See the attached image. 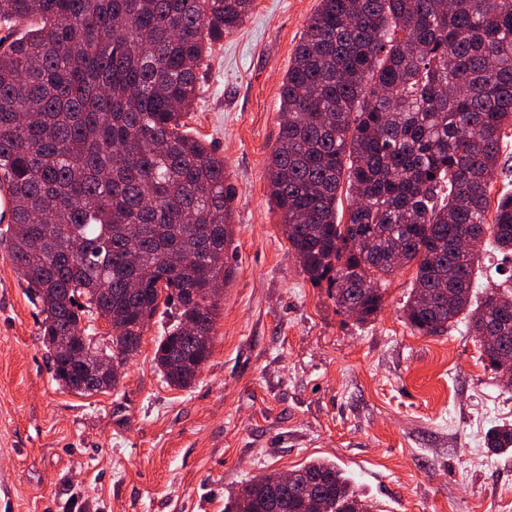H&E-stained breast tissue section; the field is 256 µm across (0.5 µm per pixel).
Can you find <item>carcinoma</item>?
I'll return each instance as SVG.
<instances>
[{
	"mask_svg": "<svg viewBox=\"0 0 512 512\" xmlns=\"http://www.w3.org/2000/svg\"><path fill=\"white\" fill-rule=\"evenodd\" d=\"M254 2L0 0V236L44 315L59 385L76 383L72 352L93 349L75 328L93 315L112 327L97 355L124 366L160 307L175 306L154 355L173 387H190L209 359L220 299L206 281L228 282L235 189L185 118L212 46ZM280 112L267 187L310 281L366 321L396 272L391 254L403 253L416 268L409 326L439 336L464 322L500 377L512 294L487 283L474 302L480 251L455 242L481 237L512 263V190L488 217L512 126V0H320ZM486 444L512 453V424ZM311 479L324 512H376L322 459L287 487L247 481L224 512H303Z\"/></svg>",
	"mask_w": 512,
	"mask_h": 512,
	"instance_id": "carcinoma-1",
	"label": "carcinoma"
}]
</instances>
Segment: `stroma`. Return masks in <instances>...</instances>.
<instances>
[{
	"mask_svg": "<svg viewBox=\"0 0 512 512\" xmlns=\"http://www.w3.org/2000/svg\"><path fill=\"white\" fill-rule=\"evenodd\" d=\"M320 0H256L215 44L188 129L236 188L234 234L211 357L189 388L154 367L155 317L118 386H59L43 316L0 239V512H224L241 484L335 461L379 512H512V390L464 325L422 336L403 308L415 276L385 284L359 321L313 284L269 199L279 88ZM486 444L494 454L512 453V424L491 428L487 434Z\"/></svg>",
	"mask_w": 512,
	"mask_h": 512,
	"instance_id": "1",
	"label": "stroma"
}]
</instances>
